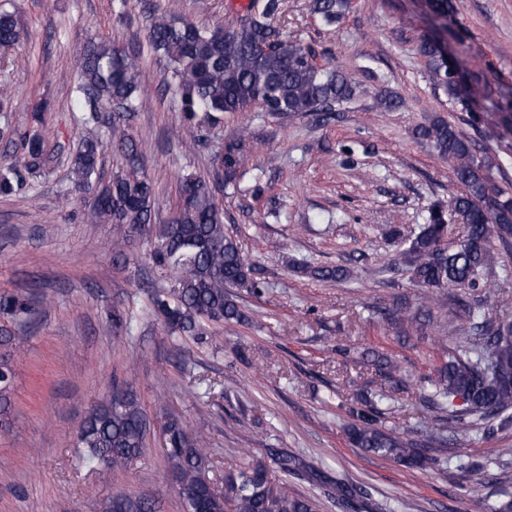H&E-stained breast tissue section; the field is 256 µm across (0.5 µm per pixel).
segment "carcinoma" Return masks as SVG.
I'll return each instance as SVG.
<instances>
[{"label":"carcinoma","instance_id":"carcinoma-1","mask_svg":"<svg viewBox=\"0 0 512 512\" xmlns=\"http://www.w3.org/2000/svg\"><path fill=\"white\" fill-rule=\"evenodd\" d=\"M351 0H312V12L333 26L349 10ZM280 0H251L247 15L219 33V28L155 13L148 27L151 52L171 69L173 91L179 99L184 140L198 143L197 130L205 125L219 128L224 114L248 112L254 107L280 119L316 115L322 119L339 111L356 94L352 79L334 66L316 62L314 51L274 25ZM20 37L14 12L0 11V48L12 47ZM435 78L448 97L469 96V83L450 72L441 47L431 39L420 45ZM77 101L83 112L77 122L91 130L69 157V179L80 198L90 200V216L101 224L117 226L114 246L123 249L133 235L146 239L149 257L172 285L152 295L157 315L173 333L209 340L218 348L223 337L207 336L210 323H242L245 312L230 288L259 290L251 277V265L237 241L224 231V210L216 200L213 181L191 175L180 184L179 202L168 224L154 223L156 194L139 142L130 133L140 100L141 72L137 61L123 49L104 40H89L77 55ZM490 111L474 112L475 126H495L512 133V101L492 97ZM33 126L18 134L22 151L0 163V196L8 197L21 186V173L36 172L49 161L39 128L44 113L31 114ZM438 157L448 161L462 192L448 198V207L434 210L429 222L408 240L401 259L409 266L414 282L422 288H454L473 294L497 287L490 274L507 267L503 252L512 249V193L494 184L490 159H479L472 141L443 117L418 129ZM247 128L221 141L215 149L224 182L232 183L248 153ZM112 146L123 166L101 182L100 157ZM460 224L463 234L453 245L445 243L448 225ZM499 242L502 249L494 247ZM305 273L318 281L349 276L342 267H307ZM472 323L453 346L439 340L444 363L419 389L427 407L464 422L495 419L512 409V321L474 314ZM37 303L20 294H0V316L22 324L36 319ZM13 355L0 358V415L10 405ZM406 387L378 386L366 393L351 410L349 443L368 453L389 458L407 468L420 467L423 445H443L442 433L427 431L423 441L407 439L395 428L380 422L383 407H391L396 394ZM147 416L136 396L122 388L93 408L78 432V444L86 449V464H104L121 471L146 447ZM165 459L183 496L184 512H315L312 497H295L288 478L297 474L296 458L269 449L281 478L274 480L266 467L239 465L224 473L226 492L215 489L206 476L214 448L202 435H191L177 419L167 420ZM330 496L348 512H365L345 479L329 483ZM492 504L475 493L468 512H512V494ZM124 512H154L149 500L122 496Z\"/></svg>","mask_w":512,"mask_h":512}]
</instances>
